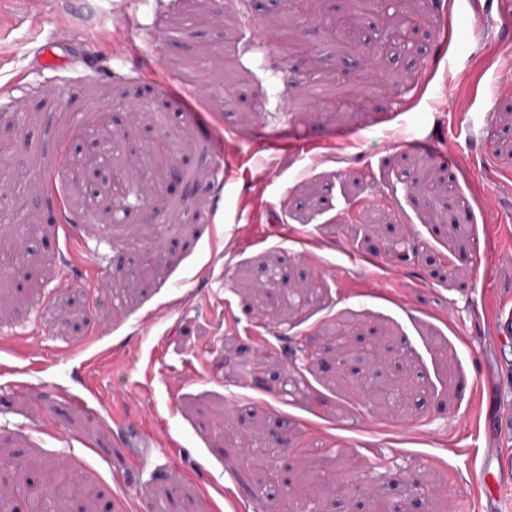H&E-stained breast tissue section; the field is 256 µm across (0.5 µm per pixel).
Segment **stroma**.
Here are the masks:
<instances>
[{"mask_svg":"<svg viewBox=\"0 0 512 512\" xmlns=\"http://www.w3.org/2000/svg\"><path fill=\"white\" fill-rule=\"evenodd\" d=\"M498 2L413 0L422 54L366 62L386 39L373 0H0V87L24 89L0 96V175L32 183L0 210L31 219L33 250L0 280V452L35 480L82 475L74 505L94 512H447L454 497L488 512L482 466L512 451L486 428L512 394L498 345L512 157L495 152L512 142L496 120L512 18ZM343 15L344 49L324 26ZM61 39L87 42L94 66L37 69ZM126 101L144 119L121 156L154 146L156 169L183 180L145 205L100 193L90 214L89 185L62 194L60 172L80 129ZM415 179L446 186L417 194ZM267 262L277 282L256 289ZM341 325L376 342L374 384L404 360L424 401L376 408L358 375L326 369ZM342 471L353 491L329 493Z\"/></svg>","mask_w":512,"mask_h":512,"instance_id":"obj_1","label":"stroma"}]
</instances>
